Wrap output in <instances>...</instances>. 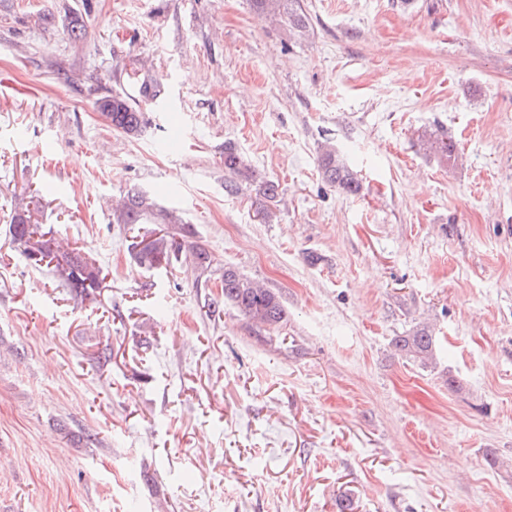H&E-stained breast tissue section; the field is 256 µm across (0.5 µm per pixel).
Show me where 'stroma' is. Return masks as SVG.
Returning a JSON list of instances; mask_svg holds the SVG:
<instances>
[{
    "mask_svg": "<svg viewBox=\"0 0 512 512\" xmlns=\"http://www.w3.org/2000/svg\"><path fill=\"white\" fill-rule=\"evenodd\" d=\"M301 3L292 37L249 0H0V512H512V0ZM112 92L140 136L101 118ZM328 142L358 194L322 180ZM228 143L277 183L274 221L225 192ZM33 189L100 295L11 241ZM131 189L208 272L134 264ZM228 265L286 327L208 313ZM422 325L428 367L393 345ZM101 114L110 122L112 129L127 136H137L144 125L143 112H140L130 98L120 93H112L102 96L98 101ZM111 105L109 112L105 107ZM427 148L441 161L451 162L458 159L457 145L444 135L431 134L427 141Z\"/></svg>",
    "mask_w": 512,
    "mask_h": 512,
    "instance_id": "obj_1",
    "label": "stroma"
}]
</instances>
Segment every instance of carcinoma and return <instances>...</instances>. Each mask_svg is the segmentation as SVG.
<instances>
[{
	"instance_id": "1",
	"label": "carcinoma",
	"mask_w": 512,
	"mask_h": 512,
	"mask_svg": "<svg viewBox=\"0 0 512 512\" xmlns=\"http://www.w3.org/2000/svg\"><path fill=\"white\" fill-rule=\"evenodd\" d=\"M255 11L280 22L291 34L308 32V17L300 0H252ZM102 115L112 129L127 136H137L144 125L143 113L130 98L119 93L102 96L98 101ZM428 149L440 160L458 159L456 143L438 134L429 136ZM322 179L347 195L359 192L360 182L333 144L322 147L318 163ZM224 173L229 176L226 191L236 194L244 184L256 186L257 193L267 201L278 196V185L261 178L243 155L232 145L224 146ZM112 223L121 224L133 233L129 244L134 263L150 270L163 264L181 261L182 254L191 252L198 267L207 271L212 265L209 252L200 244L190 241L195 236L192 225L175 211L159 206L146 193L137 189L127 191L123 203L112 213ZM138 224H155L153 239L146 248L140 247L143 237ZM9 234L20 248L28 263L36 268L50 269L54 277L77 299H87L103 288L106 274L97 261L79 250L60 251L55 245L52 231L33 219L30 204L16 208L9 224ZM224 302L233 305L240 314L257 327L278 329L288 322L287 311L280 297L268 288L250 280L232 266H224L222 275ZM396 350L423 365L435 363L436 339L430 329L419 326L405 336L394 340Z\"/></svg>"
}]
</instances>
